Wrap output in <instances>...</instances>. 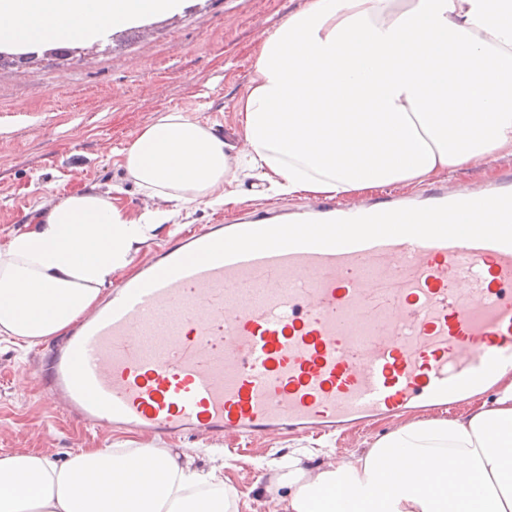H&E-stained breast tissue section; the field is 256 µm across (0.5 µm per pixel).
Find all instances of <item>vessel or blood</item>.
I'll return each instance as SVG.
<instances>
[{"label":"vessel or blood","mask_w":512,"mask_h":512,"mask_svg":"<svg viewBox=\"0 0 512 512\" xmlns=\"http://www.w3.org/2000/svg\"><path fill=\"white\" fill-rule=\"evenodd\" d=\"M321 201L155 250L48 342L38 378L89 426L176 440L346 432L435 412L512 373V246L391 237L299 246L143 283L239 231L338 218Z\"/></svg>","instance_id":"vessel-or-blood-1"}]
</instances>
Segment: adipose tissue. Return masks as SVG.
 <instances>
[{
  "mask_svg": "<svg viewBox=\"0 0 512 512\" xmlns=\"http://www.w3.org/2000/svg\"><path fill=\"white\" fill-rule=\"evenodd\" d=\"M183 0H0V44L97 40ZM238 99L242 135L161 111L122 153L133 212L83 186L0 240V340L63 335L182 211L244 202V182L354 201L512 159V0H305L265 30ZM191 449L92 448L59 464L0 457V512H238L224 459ZM410 468L392 482L395 470ZM274 512H512V383L451 419L410 421L338 458L272 463Z\"/></svg>",
  "mask_w": 512,
  "mask_h": 512,
  "instance_id": "obj_1",
  "label": "adipose tissue"
}]
</instances>
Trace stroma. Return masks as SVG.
Returning <instances> with one entry per match:
<instances>
[{
	"label": "stroma",
	"instance_id": "stroma-1",
	"mask_svg": "<svg viewBox=\"0 0 512 512\" xmlns=\"http://www.w3.org/2000/svg\"><path fill=\"white\" fill-rule=\"evenodd\" d=\"M304 0H186L181 11L139 19L102 41L69 43L68 54L40 50L28 62L0 66V238L32 222L49 198L83 185L121 187L130 210L145 201L121 178L119 155L156 112L177 109L238 139L235 104L252 76L251 56L263 32ZM281 196L236 205H198L161 233L181 232L233 218L249 208L284 204ZM36 348L18 357L0 344V455L39 452L65 460L87 448L138 446L141 435L96 430L68 418L39 388ZM384 423L339 440L272 435L245 446L203 438L171 441L194 448L199 465L224 457V481L239 496V512H270L259 490L268 466L292 451L342 457L390 432Z\"/></svg>",
	"mask_w": 512,
	"mask_h": 512
}]
</instances>
